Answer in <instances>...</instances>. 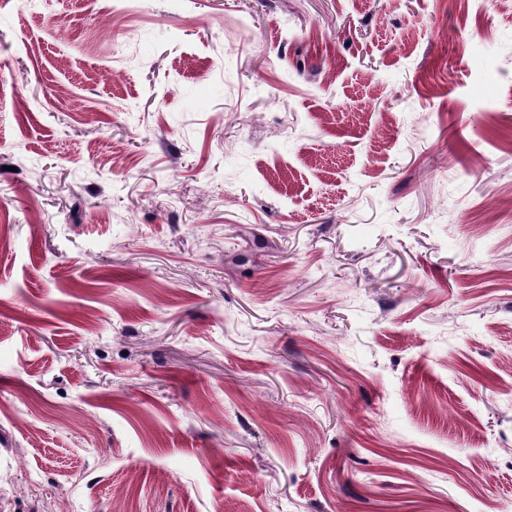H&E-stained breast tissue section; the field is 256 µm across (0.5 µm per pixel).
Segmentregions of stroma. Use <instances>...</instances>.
Instances as JSON below:
<instances>
[{"instance_id": "stroma-1", "label": "stroma", "mask_w": 512, "mask_h": 512, "mask_svg": "<svg viewBox=\"0 0 512 512\" xmlns=\"http://www.w3.org/2000/svg\"><path fill=\"white\" fill-rule=\"evenodd\" d=\"M512 512V0H0V512Z\"/></svg>"}]
</instances>
